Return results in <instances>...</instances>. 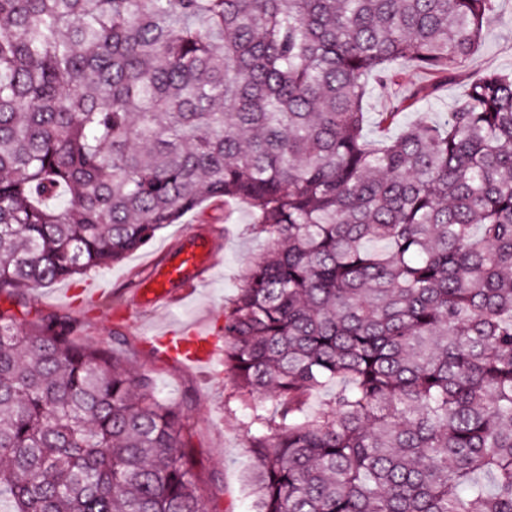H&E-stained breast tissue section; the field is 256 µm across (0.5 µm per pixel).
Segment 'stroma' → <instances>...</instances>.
Returning <instances> with one entry per match:
<instances>
[{
  "instance_id": "stroma-1",
  "label": "stroma",
  "mask_w": 512,
  "mask_h": 512,
  "mask_svg": "<svg viewBox=\"0 0 512 512\" xmlns=\"http://www.w3.org/2000/svg\"><path fill=\"white\" fill-rule=\"evenodd\" d=\"M512 70V0H498V12L485 27L482 43L461 68L456 79L438 86L433 95L407 110L402 120H439L447 115L467 80L477 74ZM262 237L251 226L249 208L242 203L221 207L204 204L181 223L160 230L156 237L120 264L96 268L72 281L38 289L30 304L32 315L57 314L84 322L83 334L93 342L108 343L113 333L123 334L135 350L133 364L154 374L161 399L185 407L194 426L192 439L198 468L205 480L208 512H254L256 497L249 482V457L241 422L245 410L225 408L234 392L221 365L195 368L151 353L154 337L170 327L190 324L218 334L224 306L232 298L243 263L256 256ZM219 250L220 258L209 278L189 298L182 285L170 288L169 302L143 308L137 316H120L118 304L127 301L160 265L174 260L185 248ZM107 283L111 291L91 299L88 283Z\"/></svg>"
}]
</instances>
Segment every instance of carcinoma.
<instances>
[{"mask_svg":"<svg viewBox=\"0 0 512 512\" xmlns=\"http://www.w3.org/2000/svg\"><path fill=\"white\" fill-rule=\"evenodd\" d=\"M497 2L0 0V293L243 202L224 368L272 402L242 422L258 512H512V71L400 124ZM81 332L0 307V501L206 512L188 412Z\"/></svg>","mask_w":512,"mask_h":512,"instance_id":"obj_1","label":"carcinoma"}]
</instances>
